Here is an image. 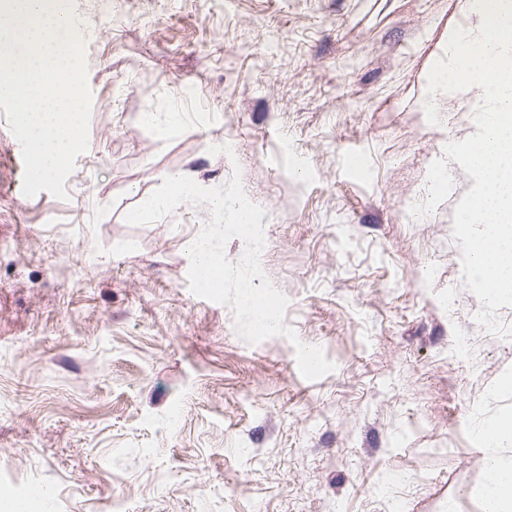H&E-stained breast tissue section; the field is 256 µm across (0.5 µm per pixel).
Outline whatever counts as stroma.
<instances>
[{
    "label": "stroma",
    "mask_w": 512,
    "mask_h": 512,
    "mask_svg": "<svg viewBox=\"0 0 512 512\" xmlns=\"http://www.w3.org/2000/svg\"><path fill=\"white\" fill-rule=\"evenodd\" d=\"M89 142L65 188L19 195L0 109V512H482L478 429L512 416V338L476 320L428 170L476 130L421 106L464 0H70ZM145 112L178 113L167 135ZM228 144L231 155L210 154ZM240 174L262 207L282 336L249 345L188 288L210 213L126 214L163 177ZM469 337L459 346L460 337Z\"/></svg>",
    "instance_id": "obj_1"
}]
</instances>
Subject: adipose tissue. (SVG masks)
I'll list each match as a JSON object with an SVG mask.
<instances>
[{
	"mask_svg": "<svg viewBox=\"0 0 512 512\" xmlns=\"http://www.w3.org/2000/svg\"><path fill=\"white\" fill-rule=\"evenodd\" d=\"M486 454L481 496L486 512H512V460L500 456V448L512 443V417L505 416L481 428Z\"/></svg>",
	"mask_w": 512,
	"mask_h": 512,
	"instance_id": "adipose-tissue-1",
	"label": "adipose tissue"
}]
</instances>
